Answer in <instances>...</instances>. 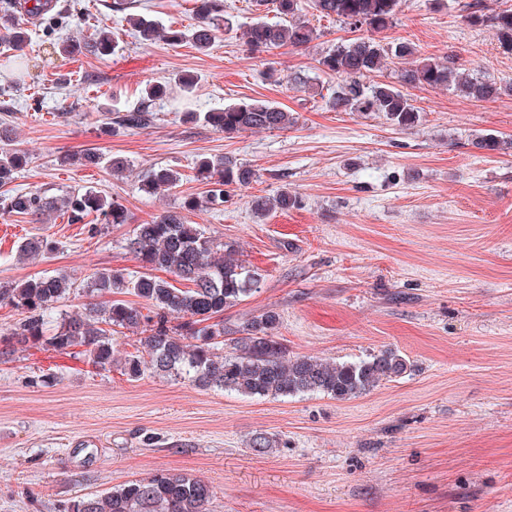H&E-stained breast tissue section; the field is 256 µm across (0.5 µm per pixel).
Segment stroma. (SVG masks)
Segmentation results:
<instances>
[{
  "label": "stroma",
  "instance_id": "stroma-1",
  "mask_svg": "<svg viewBox=\"0 0 512 512\" xmlns=\"http://www.w3.org/2000/svg\"><path fill=\"white\" fill-rule=\"evenodd\" d=\"M82 19L26 17L32 50L15 61L0 48V125L14 129L28 163L6 189L62 195L90 187L122 204L126 224L43 222L0 213V284L67 272L77 282L103 269L138 270L126 240L183 197L204 196L195 164L226 156L257 179L223 210L189 213L217 243L255 270L259 290L226 308L224 332L238 335L266 310L289 355L357 361L394 348L411 375L360 397L250 399L151 373L132 379L120 362L142 350L140 334H113L116 359L98 371L83 357L19 344L0 362V512H64L99 493L161 469L211 484V512H512V152L471 146L478 133L512 138V94L491 102L444 88L410 95L422 122L401 131L381 115L336 112V86L317 68L322 53L357 31L318 17L308 47L249 50L241 34L274 11L224 0L232 30L205 52L185 43L135 38L113 0H81ZM466 0H402L384 43L409 42L424 57H449L477 76L512 85V54L492 28L471 27ZM138 14L177 28L194 25L193 0H134ZM109 26L108 56L65 57L54 43L90 40ZM179 74L198 84L187 94ZM166 82L153 124L107 126L105 113L140 103L147 83ZM248 98L292 112L287 130L232 138L183 113ZM85 149L129 166L59 156ZM176 169L179 187L148 195L143 173ZM289 190L299 204L254 213L255 196ZM43 237L53 251L22 259L18 244ZM274 447L259 454L256 434Z\"/></svg>",
  "mask_w": 512,
  "mask_h": 512
}]
</instances>
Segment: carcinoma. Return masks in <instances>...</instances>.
<instances>
[{
    "label": "carcinoma",
    "mask_w": 512,
    "mask_h": 512,
    "mask_svg": "<svg viewBox=\"0 0 512 512\" xmlns=\"http://www.w3.org/2000/svg\"><path fill=\"white\" fill-rule=\"evenodd\" d=\"M401 0H313V8L322 17L359 30L379 32L390 26ZM279 21H258L245 32V43L252 50L269 51L285 45L303 47L317 38L316 30L300 18L301 0H270ZM196 24L189 31L165 28L156 21L137 16L129 18L143 41L164 40L169 45L185 41L201 52L212 45L216 32L229 27L224 17V0H194ZM463 21L471 26L495 29L500 48L512 54V8L488 13L482 0L467 4ZM29 35L18 20L0 17V44L12 55H26ZM116 43L106 29L85 43L63 41L59 53L73 56L83 51L106 56ZM417 49L409 42L382 44L375 38L359 37L341 42L318 59L319 70L336 77V88L329 96L330 108L337 112L381 114L401 130L415 128L421 111L408 94L390 83L366 87L361 78L380 71L386 60H405L408 66L398 73V82L408 88L445 87L456 95L475 100H495L512 91L496 82L472 75L452 59H416ZM150 106L134 107L118 117V123L130 130L144 129L154 122ZM186 119L210 126L231 138L244 132L280 131L293 126L296 117L279 105L262 99H250L222 109L188 112ZM471 145L486 152L509 149V144L486 133L476 136ZM26 154L15 146L13 130L0 126V185L11 182L26 166ZM199 176L209 186L206 195L187 196L180 207L168 210L151 221L136 226L126 243L141 262L142 270L125 273L104 269L83 286L64 273L31 277L21 283L0 286V304L21 310L23 317L9 336L21 344L46 345L59 352L82 348L92 366L112 369V334L119 329L150 331L144 337L149 360L139 355L125 359L123 372L137 378L149 370L174 380H189L203 388L235 392L249 398L289 397L298 394H322L335 400H350L366 394L383 381L407 376L412 365L400 351L385 349L359 361H328L310 356H290L274 336L278 315L266 311L254 317L243 335L224 339V309L244 301L258 289V275L242 261L228 255L217 256L218 246L200 224H190L184 212L203 208L218 210L228 202L231 192L249 186L255 172L224 156L204 157L196 162ZM181 181L170 167L147 170L141 190L147 194L175 190ZM297 205V197L281 191L273 201L263 197L252 200V208L261 214L272 208L287 211ZM0 210L42 221L45 216L63 211L73 224L96 213L104 224H127L130 217L119 203L109 202L92 188L78 189L63 196L44 190H17L0 201ZM54 246L46 240L29 239L19 246V255L38 256ZM164 270L189 288H177L153 274ZM81 291L87 296L108 292L115 298L107 305L93 302L84 312L65 316L56 332L46 336L53 322L55 305ZM134 295L147 304L148 313L123 299ZM182 319L169 327L171 319ZM230 352H224V345ZM215 496L213 487L185 473L161 470L153 475L129 480L100 494L70 501L65 512H210Z\"/></svg>",
    "instance_id": "carcinoma-1"
}]
</instances>
